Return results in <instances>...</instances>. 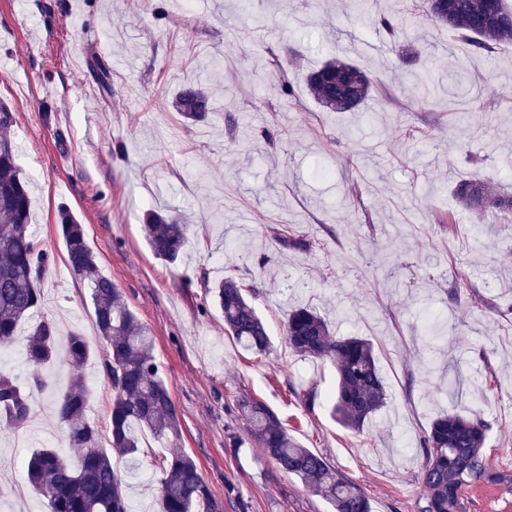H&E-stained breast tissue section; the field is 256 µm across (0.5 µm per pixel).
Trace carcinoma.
Segmentation results:
<instances>
[{
	"label": "carcinoma",
	"instance_id": "carcinoma-1",
	"mask_svg": "<svg viewBox=\"0 0 512 512\" xmlns=\"http://www.w3.org/2000/svg\"><path fill=\"white\" fill-rule=\"evenodd\" d=\"M425 0V13L437 26L466 39L477 51L492 54L512 41V6L506 0H444L437 11ZM306 86L324 108L348 112L362 106L371 94L372 79L353 64L333 58L306 76ZM210 93L202 86L182 89L175 107L191 121L203 119ZM457 195L469 210L489 208L512 213V197L496 194L485 181L464 182ZM59 232L65 242L71 272L88 281L99 340L106 351V374L112 386L110 447L135 462L146 456L141 431L155 439L180 436V420L162 367L154 354L153 338L129 309L124 296L99 270L88 248L83 225L63 211ZM144 230L154 256L173 262L186 244V225L180 216L150 212ZM285 249H304L306 243L288 227L275 232ZM51 266L50 254L40 248L31 224L28 184L16 161L12 142L0 136V348L11 344L21 324L31 318L41 299V285ZM204 295L224 314V331L242 348L257 354L269 349L267 329L233 276L211 286L201 279ZM284 333L289 347L302 357L330 360L336 367V392L331 416L348 429L361 430L388 403L385 379L372 344L359 336L333 337L328 323L315 310L297 306L289 313ZM74 365L89 355V341L71 333L61 342L56 323L41 319L30 325L23 355L33 367L21 385L0 370V420L21 427L31 417L30 394L49 391L41 369L60 353ZM56 416L65 428L76 461L57 448L34 451L26 468L31 488L42 496L49 512H131L122 476L100 444L96 425L85 410L90 390L74 377L67 390L52 395ZM238 409L250 438L277 467L299 477L333 512H371L361 488L343 476L324 457L301 447L289 435L279 415L265 402L243 396ZM487 427L474 413L450 409L436 415L424 430L418 477L424 488L421 512H463L462 489L478 480L512 486V472L492 471L484 462ZM162 477L157 488L158 512H222L200 475L195 460L178 448L159 460Z\"/></svg>",
	"mask_w": 512,
	"mask_h": 512
}]
</instances>
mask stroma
Here are the masks:
<instances>
[{
  "mask_svg": "<svg viewBox=\"0 0 512 512\" xmlns=\"http://www.w3.org/2000/svg\"><path fill=\"white\" fill-rule=\"evenodd\" d=\"M414 26L393 44L376 19L389 8ZM379 91L355 112L320 108L305 75L343 44ZM0 102L31 182L34 229L53 258L42 312L60 334L91 339L80 366L52 364L54 391L81 376L87 416L107 434L112 389L86 282L66 264L57 228L70 210L101 274L121 289L154 338L176 406L178 442L224 512H330L249 440L240 396L263 400L302 447L359 485L371 512H420L419 438L447 409L477 410L484 460L512 471V232L505 216L458 206L457 185L488 181L512 195V42L491 55L436 27L421 0H0ZM429 68L433 100L409 78ZM110 89L102 91L99 74ZM295 98L281 91L282 79ZM213 91L209 114L187 124L173 108L185 85ZM187 217L173 262L147 243V210ZM308 247L283 249L272 228ZM232 275L253 289L272 348L244 350L199 283ZM315 307L336 337L374 347L389 403L362 431L327 403L328 361L285 341L289 310ZM316 385L314 408L295 396ZM70 447L47 396L29 422L0 423V512H49L26 480L33 445ZM467 512H512V490L477 481Z\"/></svg>",
  "mask_w": 512,
  "mask_h": 512,
  "instance_id": "stroma-1",
  "label": "stroma"
}]
</instances>
